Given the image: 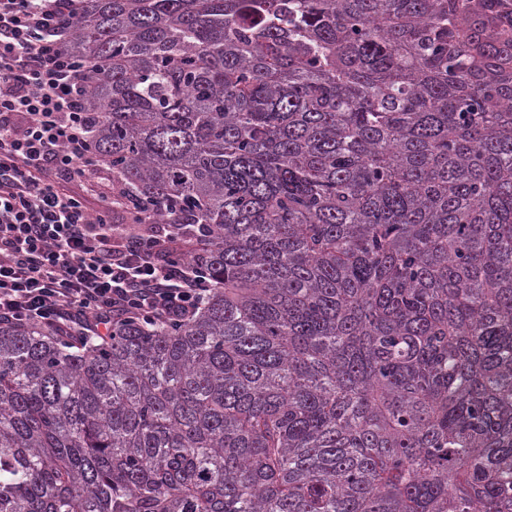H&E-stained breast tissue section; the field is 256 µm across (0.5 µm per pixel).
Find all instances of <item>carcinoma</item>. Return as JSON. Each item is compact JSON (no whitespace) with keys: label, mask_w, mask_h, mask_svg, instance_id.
<instances>
[{"label":"carcinoma","mask_w":512,"mask_h":512,"mask_svg":"<svg viewBox=\"0 0 512 512\" xmlns=\"http://www.w3.org/2000/svg\"><path fill=\"white\" fill-rule=\"evenodd\" d=\"M95 161L212 291L0 325V512H512V6L85 0Z\"/></svg>","instance_id":"cac0c4a2"}]
</instances>
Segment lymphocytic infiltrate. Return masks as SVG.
Masks as SVG:
<instances>
[{
	"label": "lymphocytic infiltrate",
	"instance_id": "1",
	"mask_svg": "<svg viewBox=\"0 0 512 512\" xmlns=\"http://www.w3.org/2000/svg\"><path fill=\"white\" fill-rule=\"evenodd\" d=\"M78 0H0V325L108 336L120 321L187 319L210 293L204 228L115 224L127 199L88 156Z\"/></svg>",
	"mask_w": 512,
	"mask_h": 512
}]
</instances>
